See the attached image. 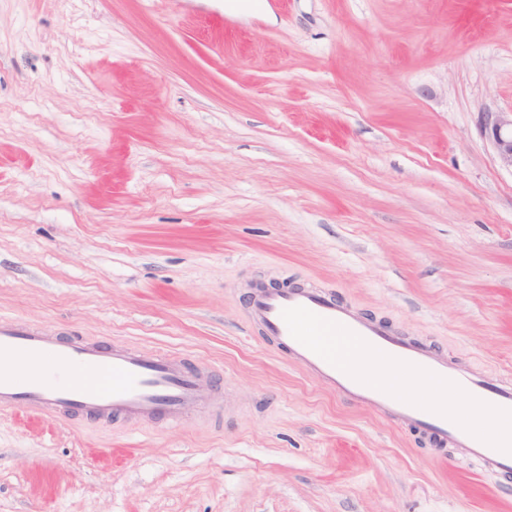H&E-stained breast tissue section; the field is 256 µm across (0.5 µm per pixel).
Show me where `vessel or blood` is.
<instances>
[{
  "mask_svg": "<svg viewBox=\"0 0 512 512\" xmlns=\"http://www.w3.org/2000/svg\"><path fill=\"white\" fill-rule=\"evenodd\" d=\"M250 318L274 337L301 369L325 380L342 398L412 426L436 448L454 449L496 477L512 476V443L476 432L437 408L374 385L337 362L321 339L336 336L372 352L385 364L455 383L466 395L512 416V381L461 371L430 346L408 341L356 313L314 285L259 288L248 298ZM210 382L169 353L109 345L92 338L65 340L14 318L0 317V412L88 414L109 423H181L209 410Z\"/></svg>",
  "mask_w": 512,
  "mask_h": 512,
  "instance_id": "1",
  "label": "vessel or blood"
}]
</instances>
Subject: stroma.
<instances>
[{
	"label": "stroma",
	"mask_w": 512,
	"mask_h": 512,
	"mask_svg": "<svg viewBox=\"0 0 512 512\" xmlns=\"http://www.w3.org/2000/svg\"><path fill=\"white\" fill-rule=\"evenodd\" d=\"M0 0V316L207 363L223 417L0 412V512H512L245 313L326 286L512 380V0ZM500 164L512 170V111L495 112L484 126Z\"/></svg>",
	"instance_id": "35a3bbf8"
}]
</instances>
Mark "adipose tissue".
Instances as JSON below:
<instances>
[{
    "label": "adipose tissue",
    "instance_id": "1",
    "mask_svg": "<svg viewBox=\"0 0 512 512\" xmlns=\"http://www.w3.org/2000/svg\"><path fill=\"white\" fill-rule=\"evenodd\" d=\"M422 400L447 411L448 415L466 422L470 427L493 434L500 439L512 441V416L506 417L492 412L478 399H461L455 384L424 382Z\"/></svg>",
    "mask_w": 512,
    "mask_h": 512
}]
</instances>
